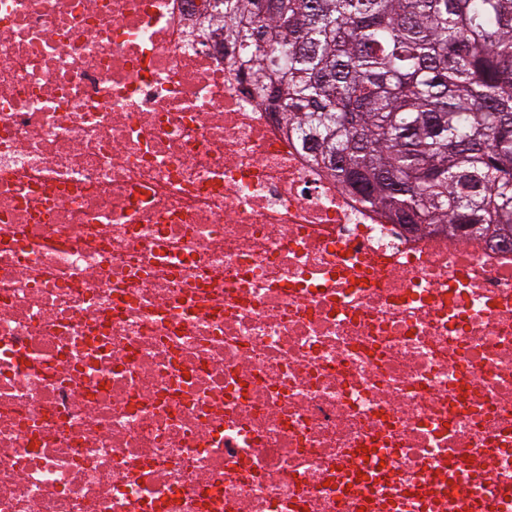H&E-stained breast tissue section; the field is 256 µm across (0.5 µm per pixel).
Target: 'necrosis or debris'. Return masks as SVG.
Here are the masks:
<instances>
[{"mask_svg": "<svg viewBox=\"0 0 512 512\" xmlns=\"http://www.w3.org/2000/svg\"><path fill=\"white\" fill-rule=\"evenodd\" d=\"M193 0H0V512H512V245L391 223Z\"/></svg>", "mask_w": 512, "mask_h": 512, "instance_id": "necrosis-or-debris-1", "label": "necrosis or debris"}]
</instances>
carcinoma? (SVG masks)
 Returning a JSON list of instances; mask_svg holds the SVG:
<instances>
[{
  "mask_svg": "<svg viewBox=\"0 0 512 512\" xmlns=\"http://www.w3.org/2000/svg\"><path fill=\"white\" fill-rule=\"evenodd\" d=\"M239 71L394 224L512 241V0H201Z\"/></svg>",
  "mask_w": 512,
  "mask_h": 512,
  "instance_id": "carcinoma-1",
  "label": "carcinoma"
}]
</instances>
